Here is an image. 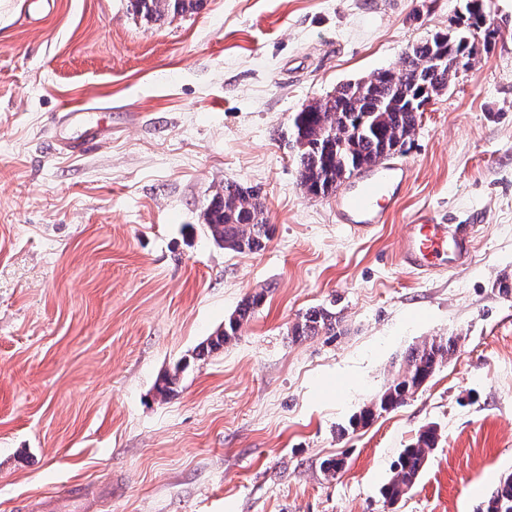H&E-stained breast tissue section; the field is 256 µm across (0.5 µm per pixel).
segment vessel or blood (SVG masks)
<instances>
[{
    "instance_id": "b4317fda",
    "label": "vessel or blood",
    "mask_w": 512,
    "mask_h": 512,
    "mask_svg": "<svg viewBox=\"0 0 512 512\" xmlns=\"http://www.w3.org/2000/svg\"><path fill=\"white\" fill-rule=\"evenodd\" d=\"M409 180V169L398 164L383 163L363 172L337 197V223L356 232L374 228L401 199ZM473 247L471 225L443 224L423 212L401 238L399 259L412 270H426L442 261L458 267L471 260Z\"/></svg>"
}]
</instances>
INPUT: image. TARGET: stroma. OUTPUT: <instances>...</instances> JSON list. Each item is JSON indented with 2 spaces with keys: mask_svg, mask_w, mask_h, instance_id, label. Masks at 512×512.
<instances>
[{
  "mask_svg": "<svg viewBox=\"0 0 512 512\" xmlns=\"http://www.w3.org/2000/svg\"><path fill=\"white\" fill-rule=\"evenodd\" d=\"M54 2L30 23L0 0V512H477L512 473V0L394 153L409 184L365 235L300 186L291 117L454 32L466 0H204L160 23L130 0ZM90 123L86 149L57 145ZM228 179L263 197L260 252L208 235ZM423 210L474 225L468 264H401ZM329 305L335 331L294 336ZM448 337L405 406L350 429L411 348ZM431 425L416 484L386 502ZM264 295L256 293L255 295L246 298L242 304L233 312L227 321L224 323V330L211 338L206 346L210 351L218 350L234 339L243 325L247 324L252 317L255 309L261 305ZM436 447V429L428 427L420 431L416 440L400 454L393 476L382 491L385 500L393 503L414 487L429 451Z\"/></svg>",
  "mask_w": 512,
  "mask_h": 512,
  "instance_id": "obj_1",
  "label": "stroma"
}]
</instances>
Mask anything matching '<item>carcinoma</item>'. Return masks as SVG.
Returning <instances> with one entry per match:
<instances>
[{
  "instance_id": "carcinoma-1",
  "label": "carcinoma",
  "mask_w": 512,
  "mask_h": 512,
  "mask_svg": "<svg viewBox=\"0 0 512 512\" xmlns=\"http://www.w3.org/2000/svg\"><path fill=\"white\" fill-rule=\"evenodd\" d=\"M199 4L200 0H132L135 12L148 22L183 15L197 9ZM466 10L462 30L452 36L436 34L402 56L394 80L372 74L369 98L360 96L354 87L342 85L337 89V99L323 100L312 112L302 109L294 113L292 121L306 139V147L297 153L300 185L306 192L319 196L336 191L337 178L342 172L361 171L365 165L377 164L390 156L387 149L398 144L403 146L415 135L421 113L418 107L409 106L410 100L419 94L425 98L439 96L457 74L454 61L460 51H467V62L471 65L476 59L475 41L481 39L488 43L499 34L486 0H469ZM439 50L448 57V66L438 74L430 73L423 64ZM370 106L378 107V111H365ZM206 226L214 243L240 253L263 250L273 233L259 191L236 180L225 181L222 191L214 195L207 208ZM263 297L264 294L257 293L246 298L225 321L224 330L210 339L207 348L218 350L234 339L261 305ZM337 323L335 313L314 308L295 324L293 334L310 336L321 329L333 331ZM455 348L456 341L450 337L412 349L402 372L361 411L356 423L366 424L406 404L414 387L427 382ZM435 447L436 429L428 427L420 431L416 440L400 454L393 476L382 491L385 500L393 503L414 487L429 451ZM478 512H512V473L499 480Z\"/></svg>"
}]
</instances>
